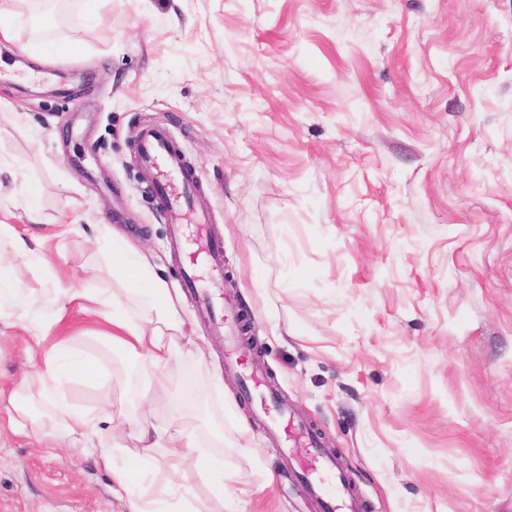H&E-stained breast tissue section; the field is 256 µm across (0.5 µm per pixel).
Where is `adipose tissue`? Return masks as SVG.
<instances>
[{
  "mask_svg": "<svg viewBox=\"0 0 512 512\" xmlns=\"http://www.w3.org/2000/svg\"><path fill=\"white\" fill-rule=\"evenodd\" d=\"M104 237L112 256V270L124 284L122 293L72 290L66 294L65 304L58 306L57 318H64L67 305L73 304L85 316L100 320L103 342L136 361L137 375L149 391L158 385L159 374L176 360L205 364L206 349L185 331L182 294L157 279L149 256L118 231L105 228ZM98 370V362L80 354H72L64 364L58 349L46 352L38 378L40 394L51 401L52 410L44 421L50 435H64L71 450L93 457L107 470L113 493L128 500L129 512H211L214 504L224 507L225 512H240L237 503L226 496L233 474L225 470L224 455L219 451L224 444L222 434L203 435L194 429L176 428L144 413L131 417L108 411L92 419L70 406L60 393L64 375L90 378ZM106 426L112 430L108 445L101 438ZM160 448L191 455L207 485L208 502H200L176 477L168 486L167 507L136 495L135 489L145 475L144 462Z\"/></svg>",
  "mask_w": 512,
  "mask_h": 512,
  "instance_id": "obj_1",
  "label": "adipose tissue"
}]
</instances>
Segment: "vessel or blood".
<instances>
[{"label": "vessel or blood", "instance_id": "1", "mask_svg": "<svg viewBox=\"0 0 512 512\" xmlns=\"http://www.w3.org/2000/svg\"><path fill=\"white\" fill-rule=\"evenodd\" d=\"M136 159L143 180L167 211L190 205L196 185L181 173L168 136L157 129L146 130L140 139ZM197 259L188 256L183 267L186 288L211 320L215 333L225 344L235 345L236 328L232 320L216 309L212 294L196 271ZM262 411L270 427L283 432L281 451L296 467L308 492L321 499L323 512H363L364 504L351 491L335 456L322 448L311 427L297 418L273 391H266Z\"/></svg>", "mask_w": 512, "mask_h": 512}]
</instances>
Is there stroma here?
<instances>
[{
    "instance_id": "obj_1",
    "label": "stroma",
    "mask_w": 512,
    "mask_h": 512,
    "mask_svg": "<svg viewBox=\"0 0 512 512\" xmlns=\"http://www.w3.org/2000/svg\"><path fill=\"white\" fill-rule=\"evenodd\" d=\"M60 29L29 0L0 39V224L43 262L0 289L121 292L108 222L182 288L172 221L142 184L144 127L195 177L179 221L208 214L224 243L217 304L244 329L236 357L310 422L364 512H512V0H66ZM45 60L33 64L32 51ZM41 221L31 223L29 194ZM209 363L174 364L150 407L224 435L242 512H323L284 468L261 391L225 369L223 337L192 296ZM52 306L0 340V388L35 379L61 336L109 377L65 382L75 407L138 401L130 360ZM14 434L0 408V512H128L93 459L48 445L47 405ZM250 452H241L243 444ZM190 460L147 462L144 495Z\"/></svg>"
}]
</instances>
